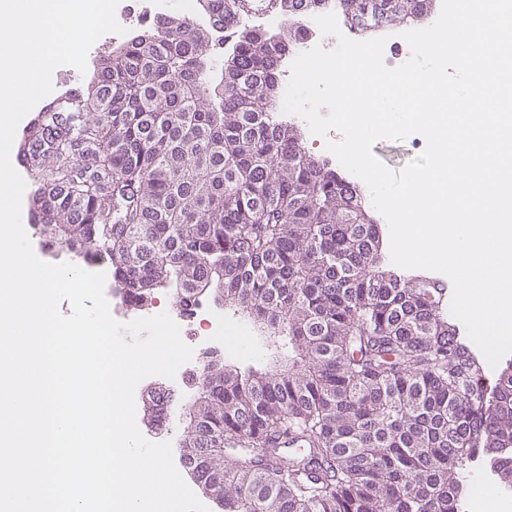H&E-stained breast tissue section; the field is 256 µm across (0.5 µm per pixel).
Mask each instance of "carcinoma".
I'll list each match as a JSON object with an SVG mask.
<instances>
[{
    "label": "carcinoma",
    "mask_w": 512,
    "mask_h": 512,
    "mask_svg": "<svg viewBox=\"0 0 512 512\" xmlns=\"http://www.w3.org/2000/svg\"><path fill=\"white\" fill-rule=\"evenodd\" d=\"M208 26L169 15L101 63L76 104L30 130L40 237L106 262L133 308L161 289L189 310L214 293L288 354L264 370L217 359L193 376L183 440L224 512H456L476 453L512 487V361L483 362L448 320L439 280L390 269L360 186L275 117L277 57L323 0H278L287 30L203 0ZM360 35L427 19L432 0H342ZM231 31L214 81L213 36ZM163 390L149 424H171ZM306 455L290 461L285 443Z\"/></svg>",
    "instance_id": "1"
}]
</instances>
